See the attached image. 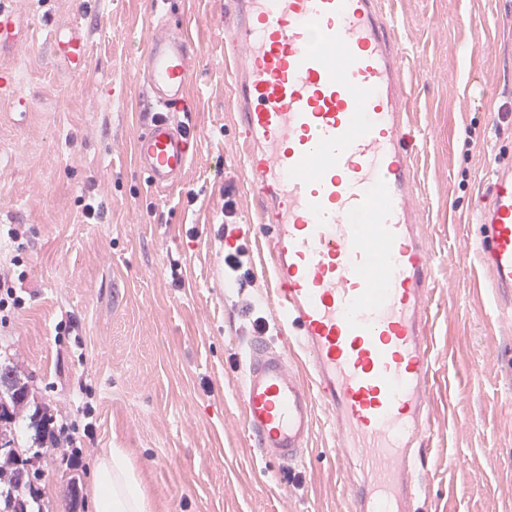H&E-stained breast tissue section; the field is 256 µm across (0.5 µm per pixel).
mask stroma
Instances as JSON below:
<instances>
[{
	"mask_svg": "<svg viewBox=\"0 0 512 512\" xmlns=\"http://www.w3.org/2000/svg\"><path fill=\"white\" fill-rule=\"evenodd\" d=\"M8 2L21 36L0 52L16 84L0 95V258L21 304L0 311V360L19 365L47 417L79 430L68 453L36 454L26 420L16 423L46 512H94V471L110 448L127 450L153 512H350L326 415L288 471L256 460L243 428L240 357L254 319L272 313L259 265L242 289L224 269L225 223L254 251L256 207L224 68V0L167 6L199 52L185 108L171 115L190 129V162L166 190L134 161L148 0ZM381 4L404 53L412 199L434 279L426 507L512 512V316L471 253L482 187L512 159V0ZM77 23L89 44L79 76L51 47ZM91 199L102 221L83 217Z\"/></svg>",
	"mask_w": 512,
	"mask_h": 512,
	"instance_id": "35a3bbf8",
	"label": "stroma"
}]
</instances>
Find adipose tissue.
Returning <instances> with one entry per match:
<instances>
[{"instance_id":"1","label":"adipose tissue","mask_w":512,"mask_h":512,"mask_svg":"<svg viewBox=\"0 0 512 512\" xmlns=\"http://www.w3.org/2000/svg\"><path fill=\"white\" fill-rule=\"evenodd\" d=\"M92 497L96 512H151L132 461L122 448L108 449L97 464Z\"/></svg>"}]
</instances>
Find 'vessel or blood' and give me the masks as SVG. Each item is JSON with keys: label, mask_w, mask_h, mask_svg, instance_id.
I'll use <instances>...</instances> for the list:
<instances>
[{"label": "vessel or blood", "mask_w": 512, "mask_h": 512, "mask_svg": "<svg viewBox=\"0 0 512 512\" xmlns=\"http://www.w3.org/2000/svg\"><path fill=\"white\" fill-rule=\"evenodd\" d=\"M224 40L246 144L244 182L259 208L260 253L277 335L243 353L244 427L261 461L310 454L317 409L333 420L332 455L350 464L354 512H420L429 461L435 358L433 270L415 233L414 134L402 56L379 0H230ZM53 51L83 72L80 26ZM196 48L186 34L150 38L151 115L135 137L152 186L189 165V137L169 112L183 101ZM477 243L497 299L512 307V162L487 185Z\"/></svg>", "instance_id": "obj_1"}]
</instances>
